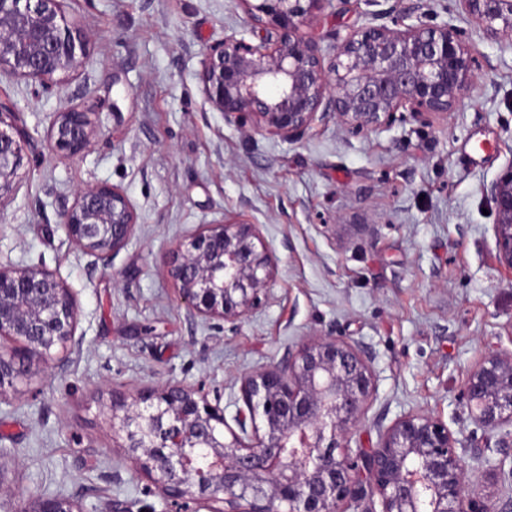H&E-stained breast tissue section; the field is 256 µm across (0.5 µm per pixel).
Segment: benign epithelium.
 <instances>
[{
	"label": "benign epithelium",
	"mask_w": 512,
	"mask_h": 512,
	"mask_svg": "<svg viewBox=\"0 0 512 512\" xmlns=\"http://www.w3.org/2000/svg\"><path fill=\"white\" fill-rule=\"evenodd\" d=\"M238 2L265 37L254 44L233 33L206 47L201 82L211 108L242 129L299 141L330 113L354 131L387 129L399 112L448 115L474 85L475 49L457 26L423 21L425 0H408L403 17L415 23L402 29L379 23L383 12L344 36L326 33L330 59L321 39L300 28L334 0ZM461 2L488 37L512 35V0ZM85 41L60 0H0V73L34 81L39 93L78 68ZM96 128L93 112H59L49 142L74 157ZM30 147L13 104L0 101V200L12 193ZM485 190L497 213L498 260L512 269V164ZM136 225L124 191L101 183L76 195L61 228L91 269L105 270ZM166 268L190 310L231 321L261 304L274 276L258 225L225 220L181 239ZM77 324L76 300L56 273L0 265V402L32 367L63 365ZM375 388L369 348L328 332L241 377L235 429L203 390L169 383L141 391L130 405L112 392V438L181 512H351L367 498L380 509L361 512H512V469L495 501L468 482L469 462H488L485 452L512 457V349L486 350L468 370L460 403L474 429L462 439L418 410L387 426L377 420L376 444L352 447ZM26 512L86 510L52 494Z\"/></svg>",
	"instance_id": "obj_1"
}]
</instances>
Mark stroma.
Segmentation results:
<instances>
[{
	"label": "stroma",
	"instance_id": "stroma-1",
	"mask_svg": "<svg viewBox=\"0 0 512 512\" xmlns=\"http://www.w3.org/2000/svg\"><path fill=\"white\" fill-rule=\"evenodd\" d=\"M464 28L481 67L468 106L355 134L327 116L300 141L244 132L206 102L203 52L236 33L258 42L236 0H63L87 36L61 90L30 95L0 73L34 149L0 201V263L56 272L78 304L63 368L37 372L0 404V512L39 495L77 497L86 512H169L112 440L113 391L132 398L169 382L220 393L236 413L240 377L288 346L336 333L372 351L376 390L358 438L411 410L455 434L468 369L512 342V269L496 258L495 205L485 187L512 163V36L486 37L461 0H431ZM401 0H347L303 34L347 33ZM96 113L82 154L48 148L56 113ZM121 188L135 234L104 271L68 241L61 214L86 186ZM259 225L275 266L261 305L236 322L193 316L164 256L199 225Z\"/></svg>",
	"mask_w": 512,
	"mask_h": 512
}]
</instances>
